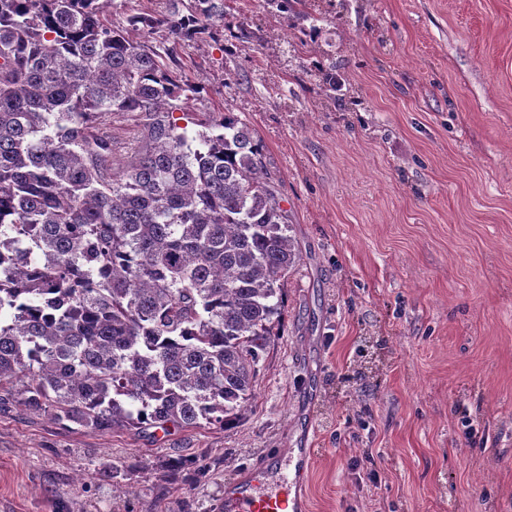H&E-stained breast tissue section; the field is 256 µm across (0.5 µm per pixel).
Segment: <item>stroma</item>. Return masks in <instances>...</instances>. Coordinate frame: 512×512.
<instances>
[{"mask_svg":"<svg viewBox=\"0 0 512 512\" xmlns=\"http://www.w3.org/2000/svg\"><path fill=\"white\" fill-rule=\"evenodd\" d=\"M304 9L227 0L177 47L182 125L255 131L300 253L251 403L145 435L1 400L0 512H220L299 448L305 512H512V0Z\"/></svg>","mask_w":512,"mask_h":512,"instance_id":"stroma-1","label":"stroma"}]
</instances>
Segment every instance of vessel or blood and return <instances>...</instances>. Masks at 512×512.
<instances>
[{"label":"vessel or blood","mask_w":512,"mask_h":512,"mask_svg":"<svg viewBox=\"0 0 512 512\" xmlns=\"http://www.w3.org/2000/svg\"><path fill=\"white\" fill-rule=\"evenodd\" d=\"M311 455L310 449L299 451L297 469L292 478L268 483L264 472H255L224 490V512H299L297 487Z\"/></svg>","instance_id":"vessel-or-blood-1"}]
</instances>
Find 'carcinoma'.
I'll list each match as a JSON object with an SVG mask.
<instances>
[{"instance_id": "1", "label": "carcinoma", "mask_w": 512, "mask_h": 512, "mask_svg": "<svg viewBox=\"0 0 512 512\" xmlns=\"http://www.w3.org/2000/svg\"><path fill=\"white\" fill-rule=\"evenodd\" d=\"M168 2L109 26L99 0H0V393L95 433L228 424L299 260L254 131L174 117L203 89L170 68L176 45L224 0ZM114 113L141 127L117 172L95 133Z\"/></svg>"}]
</instances>
